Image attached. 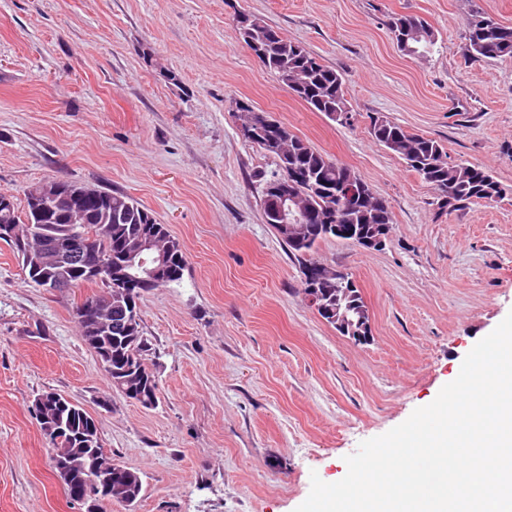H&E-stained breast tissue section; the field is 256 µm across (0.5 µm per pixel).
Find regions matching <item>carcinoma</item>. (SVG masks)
I'll return each instance as SVG.
<instances>
[{"mask_svg": "<svg viewBox=\"0 0 512 512\" xmlns=\"http://www.w3.org/2000/svg\"><path fill=\"white\" fill-rule=\"evenodd\" d=\"M469 17L476 19L475 25L466 32L465 56L473 61L499 58H512V27L500 24L485 14L480 8L470 10ZM249 26L257 36L272 34L265 57L261 63L273 72L293 95L303 101L311 111L320 112L333 121H348V107L343 80L335 69L323 64L319 58L301 44L289 39L270 27L264 19L250 15ZM390 33L407 42L408 54L427 56L437 48L438 36L434 29L422 18L411 15H398L392 18ZM375 140L391 153L397 155L421 179L429 184H443L452 191V199L457 207L470 203H492L507 196V190L483 168L448 161L445 147L437 140L422 134L412 133L393 121L380 128H371ZM291 156L290 164L319 175L323 181L349 182L360 177L347 166L317 151L307 141L294 133L283 142ZM108 203L89 207L87 224L82 231L93 237L97 249L112 253V260L121 259L128 244L142 237H154L161 246L171 250L170 270L164 280H157L151 288L167 287L182 280L186 268V257L180 243L171 236L166 225L157 222L155 216L134 198L120 192H106ZM308 207L316 211L330 223L340 224H391L392 212L387 204L376 210L382 212L380 219L365 218L359 206L341 208L334 199L309 192L305 198ZM30 204L25 209L13 206L9 212L0 210V224H24L29 217ZM273 229L289 248L296 259L304 258L313 251L316 241L297 246L288 240V230L278 224ZM103 344L112 350V369L105 376L112 389L123 394L132 384L145 387L141 405L155 407L160 400L158 384L154 374L145 363V353L149 343L141 330V321L134 322L131 337L112 335L104 338ZM73 413V425L58 433H48L56 455L70 456L76 461H88L83 451L82 433L90 430L94 440L100 441L99 427L95 420L81 407L68 404ZM142 490L139 475L127 469L112 480V497L135 501Z\"/></svg>", "mask_w": 512, "mask_h": 512, "instance_id": "cac0c4a2", "label": "carcinoma"}]
</instances>
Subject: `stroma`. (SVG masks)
Returning a JSON list of instances; mask_svg holds the SVG:
<instances>
[{"label":"stroma","instance_id":"obj_1","mask_svg":"<svg viewBox=\"0 0 512 512\" xmlns=\"http://www.w3.org/2000/svg\"><path fill=\"white\" fill-rule=\"evenodd\" d=\"M480 7L512 0H0V194L66 180L127 194L187 259L180 284L142 292L160 400L112 390L75 322L97 285H29L0 241V512H80L53 467L34 400L56 392L99 422L137 472L110 512H295L311 474L430 404L512 312V195L448 212L371 135L377 115L435 138L451 162L512 188V58L464 57ZM245 10L341 74L350 119L311 111L240 43ZM395 15L425 19L440 49L406 55ZM152 62H145L144 52ZM243 102L353 170L386 200V246L333 238L312 260L349 274L370 315L355 343L303 294L302 265L262 205L275 158L244 139Z\"/></svg>","mask_w":512,"mask_h":512}]
</instances>
